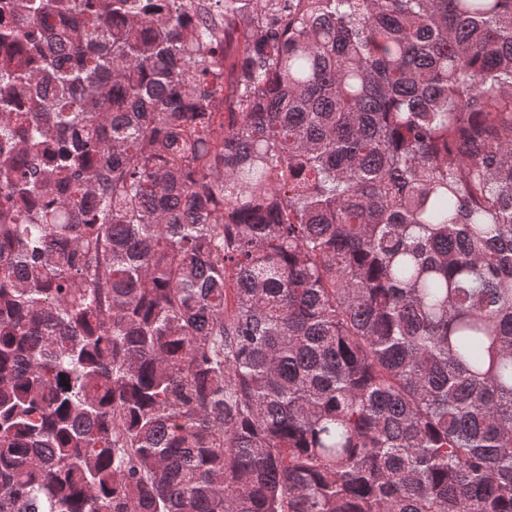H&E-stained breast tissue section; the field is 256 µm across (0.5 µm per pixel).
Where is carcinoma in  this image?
Returning <instances> with one entry per match:
<instances>
[{
  "instance_id": "cac0c4a2",
  "label": "carcinoma",
  "mask_w": 512,
  "mask_h": 512,
  "mask_svg": "<svg viewBox=\"0 0 512 512\" xmlns=\"http://www.w3.org/2000/svg\"><path fill=\"white\" fill-rule=\"evenodd\" d=\"M0 512H512V0H0Z\"/></svg>"
}]
</instances>
